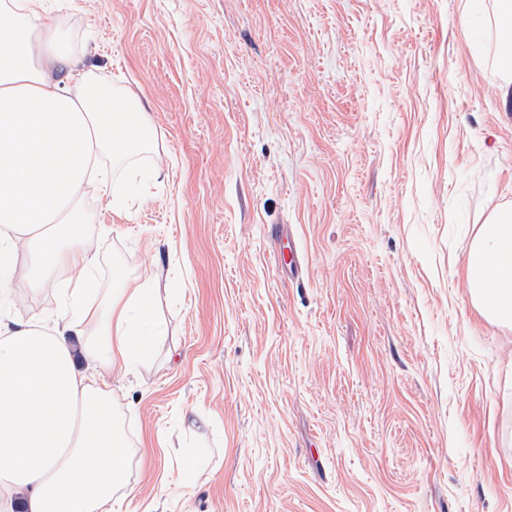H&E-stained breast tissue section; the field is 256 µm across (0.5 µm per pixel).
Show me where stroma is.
Wrapping results in <instances>:
<instances>
[{"mask_svg":"<svg viewBox=\"0 0 512 512\" xmlns=\"http://www.w3.org/2000/svg\"><path fill=\"white\" fill-rule=\"evenodd\" d=\"M48 2L155 130L106 165L125 206L84 200L102 288L149 282L168 325L107 379L112 512H512V326L466 267L512 207L496 0ZM65 285L17 280L9 310Z\"/></svg>","mask_w":512,"mask_h":512,"instance_id":"1","label":"stroma"}]
</instances>
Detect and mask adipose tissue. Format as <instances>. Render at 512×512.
Returning a JSON list of instances; mask_svg holds the SVG:
<instances>
[{"label": "adipose tissue", "instance_id": "1", "mask_svg": "<svg viewBox=\"0 0 512 512\" xmlns=\"http://www.w3.org/2000/svg\"><path fill=\"white\" fill-rule=\"evenodd\" d=\"M0 304L15 276L33 288L69 273L53 324L0 318V512H102L126 485L127 440L105 377L150 362L166 322L146 283L103 291L83 232L87 189L107 195L104 156L138 153L153 129L140 102L79 67L45 0H0ZM473 301L512 323V208L477 234Z\"/></svg>", "mask_w": 512, "mask_h": 512}]
</instances>
